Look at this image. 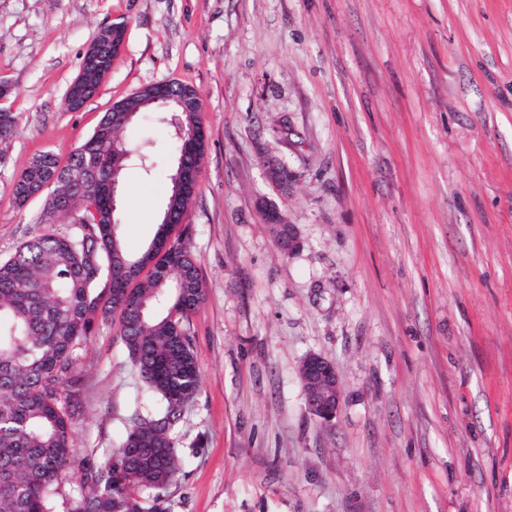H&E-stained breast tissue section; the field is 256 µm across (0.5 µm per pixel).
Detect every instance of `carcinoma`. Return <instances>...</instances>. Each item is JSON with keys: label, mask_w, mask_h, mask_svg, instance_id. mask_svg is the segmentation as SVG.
<instances>
[{"label": "carcinoma", "mask_w": 512, "mask_h": 512, "mask_svg": "<svg viewBox=\"0 0 512 512\" xmlns=\"http://www.w3.org/2000/svg\"><path fill=\"white\" fill-rule=\"evenodd\" d=\"M167 126L175 153L182 137L202 124L201 113L148 103ZM65 164L44 151L13 184L18 206L29 189L47 187L40 222L66 218L61 235L46 232L20 243L0 260V512H54L61 480L78 476L89 492L69 512H170L160 491L179 476V450L171 438L182 406L201 385L187 326L205 299L200 268L182 237L170 242L143 279L131 264L112 204L96 188L112 167L128 160L112 152L127 123L112 111ZM120 311V336L145 384L150 406L126 430L112 457L80 459L73 417L79 379L75 350L94 333L96 315Z\"/></svg>", "instance_id": "obj_1"}]
</instances>
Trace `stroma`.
Here are the masks:
<instances>
[{
  "instance_id": "1",
  "label": "stroma",
  "mask_w": 512,
  "mask_h": 512,
  "mask_svg": "<svg viewBox=\"0 0 512 512\" xmlns=\"http://www.w3.org/2000/svg\"><path fill=\"white\" fill-rule=\"evenodd\" d=\"M128 22L97 95L63 109L99 28ZM0 258L54 229L18 208L33 156L60 162L115 100L179 80L208 151L186 215L206 283L201 372L172 431L171 512H512V0H0ZM126 138L144 198L118 197L129 250L151 240L174 154L142 117ZM288 169L287 187L269 168ZM296 225L277 247L268 210ZM343 405L308 409L303 357ZM79 455H111L146 407L98 318L76 352ZM300 378L309 411L322 421L331 422L342 402L335 365L320 355H308L302 360Z\"/></svg>"
}]
</instances>
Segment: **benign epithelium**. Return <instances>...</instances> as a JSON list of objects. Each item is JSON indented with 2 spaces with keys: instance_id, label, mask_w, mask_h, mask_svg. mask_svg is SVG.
I'll list each match as a JSON object with an SVG mask.
<instances>
[{
  "instance_id": "obj_1",
  "label": "benign epithelium",
  "mask_w": 512,
  "mask_h": 512,
  "mask_svg": "<svg viewBox=\"0 0 512 512\" xmlns=\"http://www.w3.org/2000/svg\"><path fill=\"white\" fill-rule=\"evenodd\" d=\"M125 29H127V21H114L102 31L103 40L114 45L122 43L125 38ZM101 55H103V51L99 44L95 41L91 42L84 53L82 68L95 67V73L102 81L109 74V69L96 66V62ZM171 90L172 83L170 82L144 86L135 93L115 101L112 104V110L124 113L126 120L130 121L142 107L139 99L145 97L151 102H165L171 99ZM87 103L88 100L82 94L81 78L77 77L65 94L63 108L67 112H77ZM205 140H207V137L204 128L200 127L191 131L187 135L183 150L176 160L174 181L185 193L192 191L198 172L195 160L198 155L199 144ZM270 226L281 250L286 253L293 251L297 239L295 226L285 223L277 212L273 214ZM300 378L309 411L326 423L336 418L341 407L342 394L335 365L320 355H308L302 360Z\"/></svg>"
}]
</instances>
